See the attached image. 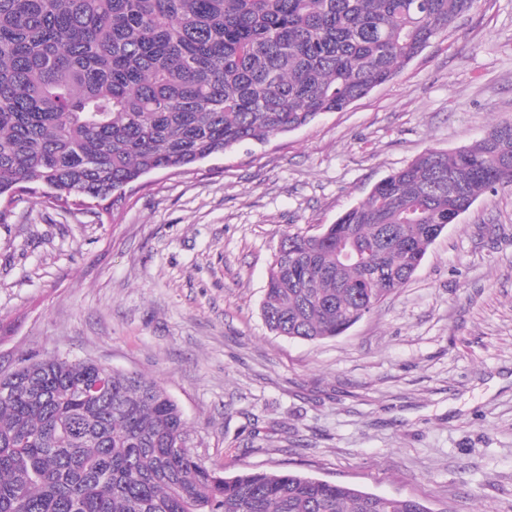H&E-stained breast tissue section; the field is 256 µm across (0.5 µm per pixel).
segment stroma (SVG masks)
<instances>
[{
	"label": "stroma",
	"mask_w": 512,
	"mask_h": 512,
	"mask_svg": "<svg viewBox=\"0 0 512 512\" xmlns=\"http://www.w3.org/2000/svg\"><path fill=\"white\" fill-rule=\"evenodd\" d=\"M512 121V0H476L392 80L298 131L158 171L113 218L23 198L0 223V364L92 358L159 381L206 465L299 471L512 512V188L479 196L341 336L262 316L288 230L317 234L393 170Z\"/></svg>",
	"instance_id": "obj_1"
}]
</instances>
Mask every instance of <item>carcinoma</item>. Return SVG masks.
<instances>
[{"label":"carcinoma","mask_w":512,"mask_h":512,"mask_svg":"<svg viewBox=\"0 0 512 512\" xmlns=\"http://www.w3.org/2000/svg\"><path fill=\"white\" fill-rule=\"evenodd\" d=\"M476 0H0V203L112 217L116 193L338 112L392 80ZM512 123L427 150L319 238L282 237L262 313L339 336L403 287L490 188ZM152 378L25 356L0 371V512H432L303 473L204 465Z\"/></svg>","instance_id":"carcinoma-1"}]
</instances>
